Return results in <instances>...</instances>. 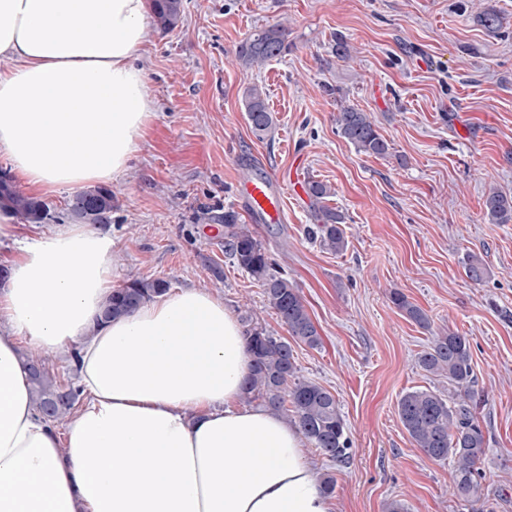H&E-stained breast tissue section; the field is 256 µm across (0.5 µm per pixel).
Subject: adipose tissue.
Returning a JSON list of instances; mask_svg holds the SVG:
<instances>
[{
    "label": "adipose tissue",
    "mask_w": 512,
    "mask_h": 512,
    "mask_svg": "<svg viewBox=\"0 0 512 512\" xmlns=\"http://www.w3.org/2000/svg\"><path fill=\"white\" fill-rule=\"evenodd\" d=\"M152 0H0V154L31 187L105 184L155 110L138 67ZM13 242L0 290V512H334L288 418L242 402L235 312L189 286L109 321L118 246L86 224ZM25 338L75 356L65 430L31 397Z\"/></svg>",
    "instance_id": "adipose-tissue-1"
}]
</instances>
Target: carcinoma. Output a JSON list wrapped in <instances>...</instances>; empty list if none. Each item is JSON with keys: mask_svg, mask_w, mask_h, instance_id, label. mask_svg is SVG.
Wrapping results in <instances>:
<instances>
[{"mask_svg": "<svg viewBox=\"0 0 512 512\" xmlns=\"http://www.w3.org/2000/svg\"><path fill=\"white\" fill-rule=\"evenodd\" d=\"M153 13L162 29L173 30L181 22L183 0H153ZM475 21L494 35L503 28L501 11L493 6L477 13ZM287 51V29L272 25L247 37L238 46L236 58L241 66L250 69L277 59ZM243 103L252 132L260 139L271 133L274 119L263 88L257 84L246 87ZM337 124L340 134L358 152L373 156L389 153L388 142L367 113L343 106L338 112ZM307 193L317 221L313 236L319 239L324 249L334 254L345 251L344 217L323 204V200L331 195L330 188L322 182L310 181ZM0 198L8 199L16 213L30 222L42 223L55 218L46 202L17 190L4 173L0 174ZM112 201V189L98 186L72 195L67 202V212L71 219L82 224H110ZM485 209L494 223H512V196L493 191L485 199ZM224 247L234 263L263 289L267 304L275 311L293 342L310 348L320 347V332L298 288L283 276L261 240L246 225L238 223L231 212L224 214ZM465 273L474 282H482L489 276L488 268L476 256L466 263ZM167 289L169 283L163 279H131L112 292L104 305L103 318L110 320L124 315ZM391 299L411 321L422 328L429 327L425 312L404 294L395 291ZM242 322L253 357L245 399H259L277 414H291L315 448L333 462H344L349 441L336 396L298 376L292 342L268 330L249 309L244 310ZM417 362L425 372L448 379V393L414 390L403 394L398 401L400 422L415 445L430 458L452 462V496L465 502H479L487 498L477 468L485 454L487 441L474 413L472 387L475 376L469 341L451 330H443L432 336ZM28 363L33 399L39 409L50 418L65 416L73 408L78 391L68 384H54L39 367L41 359L31 357Z\"/></svg>", "mask_w": 512, "mask_h": 512, "instance_id": "carcinoma-1", "label": "carcinoma"}]
</instances>
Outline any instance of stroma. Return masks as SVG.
I'll list each match as a JSON object with an SVG mask.
<instances>
[{
  "label": "stroma",
  "instance_id": "stroma-1",
  "mask_svg": "<svg viewBox=\"0 0 512 512\" xmlns=\"http://www.w3.org/2000/svg\"><path fill=\"white\" fill-rule=\"evenodd\" d=\"M503 14L493 36L474 16ZM177 28L152 27L141 61L156 112L126 172L111 187L119 243L117 284L162 278L191 285L232 310L249 306L286 336L262 288L224 252V226L194 221L198 207L234 212L298 288L322 338L298 343L300 377L337 398L350 457L339 465L306 446L333 472L337 512H512V223H492L490 189L512 195V0H183ZM284 24L288 51L250 70L240 43ZM352 47L336 58L337 36ZM262 86L275 125L257 138L243 91ZM367 112L389 144L384 157L358 152L337 131L340 106ZM280 183L288 221L251 213L240 181ZM330 186L329 207L345 217L344 253L311 236L308 181ZM74 189L37 191L54 221H17L33 240L68 223ZM490 276L471 281L467 256ZM221 277H214L212 267ZM403 293L430 320L421 328L391 300ZM467 336L476 376V417L487 439L478 467L488 502L449 491L453 469L417 448L397 413L412 390L444 392L446 381L417 364L431 336Z\"/></svg>",
  "mask_w": 512,
  "mask_h": 512
}]
</instances>
